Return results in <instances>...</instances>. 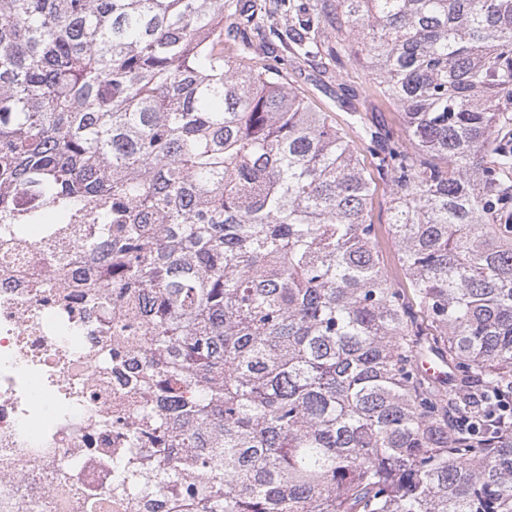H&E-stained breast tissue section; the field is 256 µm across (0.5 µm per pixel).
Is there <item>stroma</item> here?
I'll list each match as a JSON object with an SVG mask.
<instances>
[{"label": "stroma", "instance_id": "1", "mask_svg": "<svg viewBox=\"0 0 512 512\" xmlns=\"http://www.w3.org/2000/svg\"><path fill=\"white\" fill-rule=\"evenodd\" d=\"M255 51L262 62L278 66L282 74L287 75L293 89L312 107L328 113L337 128L346 133L364 166H371V155L366 145L357 140L355 130L349 124L350 116L344 108L345 102L359 105L361 112L374 124L386 126L395 135H403L404 126L400 112L390 103L380 87L369 82L364 65L341 67L324 55L296 63L289 57L287 41L273 36L265 43L257 45ZM389 194L388 180L378 179L371 218L378 230L384 264L397 284L401 285L405 279L398 266L397 245L387 224Z\"/></svg>", "mask_w": 512, "mask_h": 512}]
</instances>
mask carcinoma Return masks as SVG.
I'll list each match as a JSON object with an SVG mask.
<instances>
[{
	"label": "carcinoma",
	"instance_id": "1",
	"mask_svg": "<svg viewBox=\"0 0 512 512\" xmlns=\"http://www.w3.org/2000/svg\"><path fill=\"white\" fill-rule=\"evenodd\" d=\"M224 0H0V238L91 216L112 303L149 295L126 495L174 512H512V0L288 6L292 53L359 55L414 149L343 133L246 48ZM448 364V379L421 368ZM146 434L182 452L164 461ZM151 472L154 478L143 474ZM375 178L377 182V192L374 195L371 218L373 224L379 234L380 246L384 256V264L387 270L394 276L397 284L403 286L405 279L400 271L397 261V245L392 234L389 231L388 208L390 207V184L384 177H379L375 171Z\"/></svg>",
	"mask_w": 512,
	"mask_h": 512
}]
</instances>
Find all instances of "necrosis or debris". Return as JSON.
<instances>
[{
  "instance_id": "4bbe7bcc",
  "label": "necrosis or debris",
  "mask_w": 512,
  "mask_h": 512,
  "mask_svg": "<svg viewBox=\"0 0 512 512\" xmlns=\"http://www.w3.org/2000/svg\"><path fill=\"white\" fill-rule=\"evenodd\" d=\"M84 228L0 246V512H172L113 488L147 394L148 299L94 300ZM117 350L100 368L91 350Z\"/></svg>"
}]
</instances>
